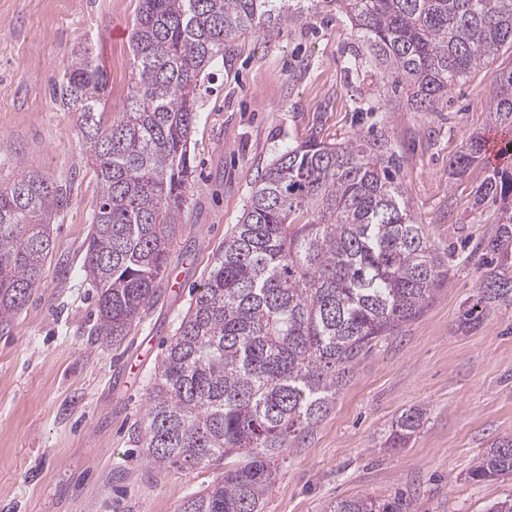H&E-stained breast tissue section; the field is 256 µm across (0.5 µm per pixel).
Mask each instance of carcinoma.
<instances>
[{
	"label": "carcinoma",
	"mask_w": 512,
	"mask_h": 512,
	"mask_svg": "<svg viewBox=\"0 0 512 512\" xmlns=\"http://www.w3.org/2000/svg\"><path fill=\"white\" fill-rule=\"evenodd\" d=\"M345 16L370 64L398 93L395 105L425 111L512 49V0H138L132 35L136 78L121 116L100 106L108 75L76 53L55 85L78 114L81 146L100 187L82 268L96 291L90 328L121 344L154 305L170 266L192 166L196 91L249 31L272 36L322 14ZM491 119L512 134V69L493 96ZM473 138L452 167L480 160ZM388 136L312 139L257 176L249 205L224 239L151 383L134 441L152 469L244 454L179 512H264L289 448L330 411L356 367L419 319L448 281L454 252L430 241L399 181ZM66 192L24 166L0 186V327L41 281L53 250L50 225ZM498 203L482 240L478 304H512V171L494 169L474 204ZM413 406L392 424L403 448L424 424ZM512 474V438L492 442L468 478ZM400 495H359L326 512H408Z\"/></svg>",
	"instance_id": "carcinoma-1"
}]
</instances>
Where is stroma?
<instances>
[{
	"instance_id": "1",
	"label": "stroma",
	"mask_w": 512,
	"mask_h": 512,
	"mask_svg": "<svg viewBox=\"0 0 512 512\" xmlns=\"http://www.w3.org/2000/svg\"><path fill=\"white\" fill-rule=\"evenodd\" d=\"M136 9L137 0H0V184L24 165L71 188L41 283L0 331V512H178L213 484L218 463L159 472L135 446L149 379L256 176L297 144L340 142L362 127L391 138L418 222L455 259L425 314L376 348L303 446L287 450L264 512H326L358 495L401 493L413 512H485L511 499V476L466 477L495 439L512 437V305L459 327L479 298L468 255L497 227V205L474 204L494 164L456 176L449 163L471 137L496 135L490 103L512 53L415 112L392 104L370 66L350 68L356 35L341 15L228 45L198 91L194 176L168 278L112 346L90 334L95 301L82 269L99 184L54 86L73 50L88 48L108 68L105 112H122ZM415 405L428 410L424 425L406 447H387L392 421Z\"/></svg>"
}]
</instances>
